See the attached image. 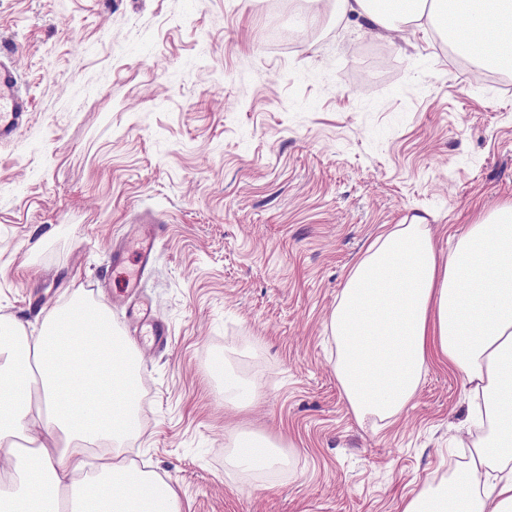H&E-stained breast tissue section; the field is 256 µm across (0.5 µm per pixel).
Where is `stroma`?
I'll return each mask as SVG.
<instances>
[{"label":"stroma","instance_id":"obj_1","mask_svg":"<svg viewBox=\"0 0 512 512\" xmlns=\"http://www.w3.org/2000/svg\"><path fill=\"white\" fill-rule=\"evenodd\" d=\"M267 25V0H0L31 98L0 143V316L38 330L80 289L137 341L113 259L139 268L122 242L151 217L141 291L167 339L139 350L128 456L183 512H402L470 443L469 387L434 359L396 423L357 418L327 325L382 225L423 217L445 253L512 200V70L493 91L431 29ZM228 357L257 387L242 409ZM234 429L287 470L228 478ZM254 396V387L239 375L232 361L224 360V402L234 407L247 406Z\"/></svg>","mask_w":512,"mask_h":512}]
</instances>
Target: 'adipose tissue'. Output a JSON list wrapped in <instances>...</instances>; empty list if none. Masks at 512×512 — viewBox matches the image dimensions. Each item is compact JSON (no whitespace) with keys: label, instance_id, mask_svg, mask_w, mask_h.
<instances>
[{"label":"adipose tissue","instance_id":"1","mask_svg":"<svg viewBox=\"0 0 512 512\" xmlns=\"http://www.w3.org/2000/svg\"><path fill=\"white\" fill-rule=\"evenodd\" d=\"M328 0L371 28L437 27L477 72L512 67V0ZM328 328L336 379L356 416L388 421L410 403L429 355L462 377L484 432L448 478L402 512H512V201L485 213L439 253L422 218L380 233L350 269ZM140 360L107 309L82 291L49 310L37 335L0 319V512H182L168 481L121 452L137 430ZM268 437L235 432L230 476L287 469Z\"/></svg>","mask_w":512,"mask_h":512}]
</instances>
